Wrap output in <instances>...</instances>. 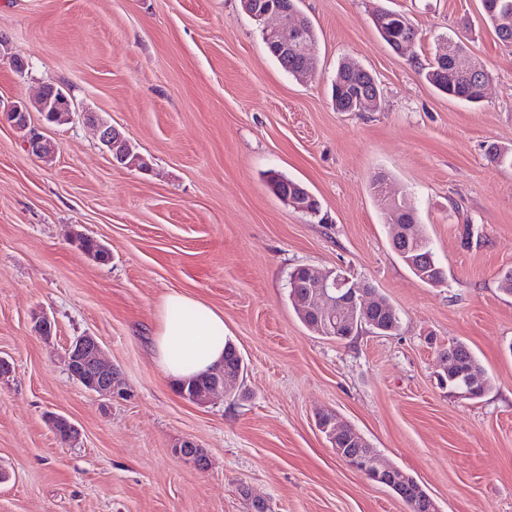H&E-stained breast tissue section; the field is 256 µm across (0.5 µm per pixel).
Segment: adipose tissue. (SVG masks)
<instances>
[{
    "label": "adipose tissue",
    "instance_id": "ef3b65f1",
    "mask_svg": "<svg viewBox=\"0 0 512 512\" xmlns=\"http://www.w3.org/2000/svg\"><path fill=\"white\" fill-rule=\"evenodd\" d=\"M224 316L202 301L168 293L152 338V355L172 383L207 372L224 359Z\"/></svg>",
    "mask_w": 512,
    "mask_h": 512
}]
</instances>
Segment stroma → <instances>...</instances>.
I'll return each mask as SVG.
<instances>
[{
	"mask_svg": "<svg viewBox=\"0 0 512 512\" xmlns=\"http://www.w3.org/2000/svg\"><path fill=\"white\" fill-rule=\"evenodd\" d=\"M315 30L314 75L270 57L240 0H0V110L65 87L76 110L41 125L56 152H24L0 123V512H408L336 458L317 427L337 412L414 477L439 512H512V45L481 0H299ZM407 16L394 52L373 15ZM488 73L469 104L424 70L448 39ZM22 59L17 71L14 59ZM356 60L381 92L373 112H338V65ZM93 113L151 164L113 165ZM301 182L318 213L284 204L268 177ZM414 203L447 283L419 281L390 247L370 184ZM97 238L93 261L72 242ZM347 271L396 310L401 328L353 340L317 335L288 296L291 271ZM223 313L246 370L232 397L182 398L152 360L165 295ZM48 314L51 336L33 319ZM90 334L129 392L107 399L67 373ZM466 342L490 378L467 400L437 383L439 353ZM69 418L61 441L48 413ZM203 449L198 469L175 454ZM252 495L244 497L241 487Z\"/></svg>",
	"mask_w": 512,
	"mask_h": 512,
	"instance_id": "obj_1",
	"label": "stroma"
}]
</instances>
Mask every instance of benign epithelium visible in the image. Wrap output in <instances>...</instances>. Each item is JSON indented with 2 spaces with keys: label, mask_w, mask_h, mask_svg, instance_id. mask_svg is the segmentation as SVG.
Returning <instances> with one entry per match:
<instances>
[{
  "label": "benign epithelium",
  "mask_w": 512,
  "mask_h": 512,
  "mask_svg": "<svg viewBox=\"0 0 512 512\" xmlns=\"http://www.w3.org/2000/svg\"><path fill=\"white\" fill-rule=\"evenodd\" d=\"M249 13L265 23V32L286 51L293 46L310 55L312 49L304 39V16L286 8L265 3V0H246ZM42 109L51 116H61L75 111L74 101L61 87L47 86L39 96ZM0 121L9 124L21 134L25 152L39 157L47 145L39 128L31 125L28 106L12 105L0 115ZM100 143L106 148L116 165L148 171L150 163L143 155L133 152L122 132L105 122H96ZM301 287L311 289L310 314L313 324L325 331L341 322L346 314H370L381 309L394 314L389 305L381 302L368 284H358L345 273L336 270L315 272L304 268ZM68 374L87 390L102 396H125L115 368L101 355V345L89 334L76 337L65 352ZM320 429L328 432L336 457L349 468L363 474L371 482L394 490L407 504L409 512H437L431 497L422 486L401 469L386 463L379 453L367 446L359 434L349 432V427L333 412H323L317 419Z\"/></svg>",
  "instance_id": "1"
}]
</instances>
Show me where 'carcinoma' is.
Returning a JSON list of instances; mask_svg holds the SVG:
<instances>
[{
	"mask_svg": "<svg viewBox=\"0 0 512 512\" xmlns=\"http://www.w3.org/2000/svg\"><path fill=\"white\" fill-rule=\"evenodd\" d=\"M485 18L492 25L498 39L507 44H512V0H481ZM374 23L383 40L394 46L399 41L417 38V31L409 20L402 14L390 10H380L375 14ZM270 54L279 66L287 73H293L297 68L315 64V58L303 56L293 51L279 54L267 46ZM453 58H446L443 54L435 55L434 60L425 71L426 81L432 84L449 97L475 103L483 98L484 86L487 82V74L481 63L473 62L474 72L462 75H454L452 72ZM366 95L373 100H379L380 91L373 75L362 67H352L344 63L336 70L332 83L331 100L333 107L338 112H356L355 98ZM273 191L280 195L286 192L295 193L301 184L285 176L271 178ZM387 222L396 221L400 224L413 225L410 240L406 242L402 250L397 253L400 260L409 268L411 273L421 282L433 285V281L444 274L430 245V241L423 231L422 225L417 223V213L414 206L408 201H401L395 205H382ZM75 242L82 251L94 260L102 261L111 258L107 247L84 234L75 236ZM400 326V317H381L377 323H372L370 318L356 320L355 325H343L337 331H324L322 336L346 340V332L355 330L359 333L363 329L379 334H389ZM458 362V367H453L444 377V382L451 392L464 388L462 380L457 378L458 372L472 380L473 398L478 399L484 395L489 387V378L472 349L463 342H455L448 346ZM208 378L204 376L191 378L181 382L178 386L180 395L195 401V393L207 384Z\"/></svg>",
	"mask_w": 512,
	"mask_h": 512,
	"instance_id": "carcinoma-1",
	"label": "carcinoma"
}]
</instances>
